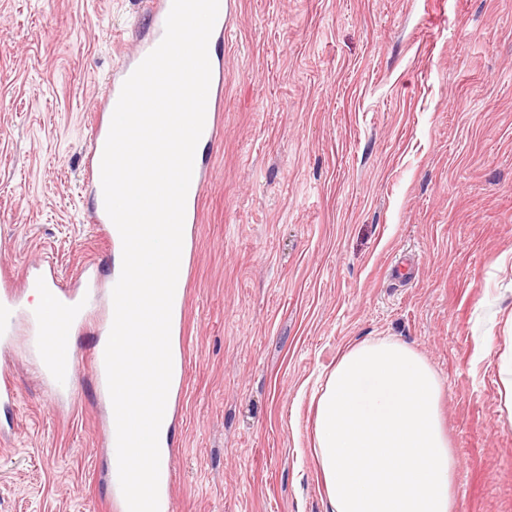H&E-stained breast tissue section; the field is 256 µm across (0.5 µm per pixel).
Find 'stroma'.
Listing matches in <instances>:
<instances>
[{"label": "stroma", "instance_id": "obj_1", "mask_svg": "<svg viewBox=\"0 0 512 512\" xmlns=\"http://www.w3.org/2000/svg\"><path fill=\"white\" fill-rule=\"evenodd\" d=\"M224 119L206 147L186 366L170 429L176 512H328L317 378L390 337L443 384L456 512H512V0H230ZM148 0H0V265L64 284L118 269L82 173L90 115ZM69 408L25 336L0 347V512H104L90 359Z\"/></svg>", "mask_w": 512, "mask_h": 512}]
</instances>
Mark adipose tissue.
<instances>
[{"label":"adipose tissue","instance_id":"1","mask_svg":"<svg viewBox=\"0 0 512 512\" xmlns=\"http://www.w3.org/2000/svg\"><path fill=\"white\" fill-rule=\"evenodd\" d=\"M441 395L405 343L364 339L341 353L314 421L329 512H454L459 461L439 422Z\"/></svg>","mask_w":512,"mask_h":512}]
</instances>
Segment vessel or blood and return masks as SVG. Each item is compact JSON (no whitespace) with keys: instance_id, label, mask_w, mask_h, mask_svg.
Returning <instances> with one entry per match:
<instances>
[{"instance_id":"obj_1","label":"vessel or blood","mask_w":512,"mask_h":512,"mask_svg":"<svg viewBox=\"0 0 512 512\" xmlns=\"http://www.w3.org/2000/svg\"><path fill=\"white\" fill-rule=\"evenodd\" d=\"M172 0H149L148 22L151 34L141 41L131 55L125 56L118 68L105 81V90L98 99L92 115L91 133L86 154L85 180L93 192V204L86 217L94 224L98 233L109 247L121 246L120 234L107 215L101 184V159L109 134L112 115L122 86L127 77L144 58L161 42L165 33V22ZM212 77L207 102L203 139L215 140L221 125L224 100V59L217 53H210ZM206 188V168L202 162H195L193 175L186 199L185 222L199 221V201ZM47 291L53 294L56 310L53 317H46L30 304L31 293ZM93 305L89 290L66 288L53 264H46L43 274L36 279L16 284L9 274L0 275V339L8 341L16 334L17 324H24L28 348L40 354L38 374L54 394L56 400L72 399L76 391L80 363L71 354L68 340L82 327ZM110 324H103L93 350L96 387L101 399H108L109 391L104 362L106 338Z\"/></svg>"}]
</instances>
